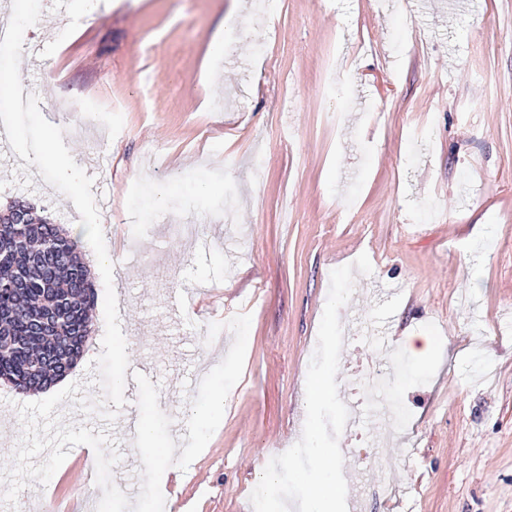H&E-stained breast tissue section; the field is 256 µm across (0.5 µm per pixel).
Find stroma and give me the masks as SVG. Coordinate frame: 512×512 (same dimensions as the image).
Here are the masks:
<instances>
[{
  "label": "stroma",
  "instance_id": "obj_1",
  "mask_svg": "<svg viewBox=\"0 0 512 512\" xmlns=\"http://www.w3.org/2000/svg\"><path fill=\"white\" fill-rule=\"evenodd\" d=\"M41 3L9 0L14 50L44 52L0 63L18 84L0 103V211L22 201L67 231L102 225L129 370L158 384L172 421L190 415L191 373L231 346L227 330L206 344L208 325L251 316L224 418L187 470L164 473V512H253L264 467L302 435L330 274L363 253L373 272L340 310L336 380L363 401L339 445L364 512H512V0H123L58 24ZM223 17L236 52L215 62ZM90 107L100 123L73 135L62 113ZM51 145L75 168L21 163ZM76 240L96 307L71 374L98 399L85 377L105 286ZM386 410L403 420L382 424ZM138 417L127 397L110 428L131 498ZM67 460L85 479L56 472L0 512H32L37 494L95 512L94 458L76 446Z\"/></svg>",
  "mask_w": 512,
  "mask_h": 512
}]
</instances>
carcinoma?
<instances>
[{"label":"carcinoma","mask_w":512,"mask_h":512,"mask_svg":"<svg viewBox=\"0 0 512 512\" xmlns=\"http://www.w3.org/2000/svg\"><path fill=\"white\" fill-rule=\"evenodd\" d=\"M12 211L0 213V379L19 390H38L80 355L94 291L75 240L32 215L13 224ZM53 303L58 321L42 329L39 319Z\"/></svg>","instance_id":"cac0c4a2"}]
</instances>
